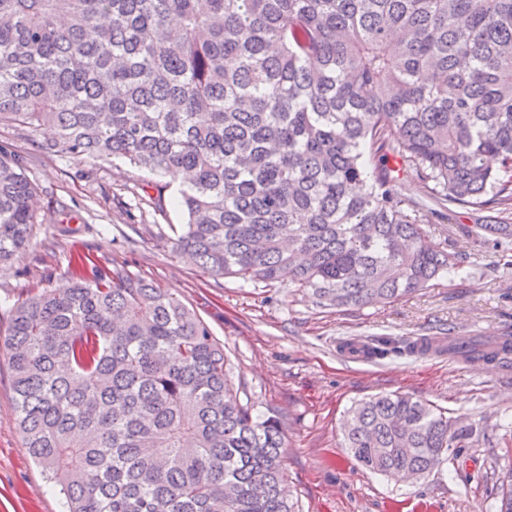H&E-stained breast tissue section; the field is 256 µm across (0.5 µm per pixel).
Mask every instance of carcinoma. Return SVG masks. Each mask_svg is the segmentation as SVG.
<instances>
[{"mask_svg": "<svg viewBox=\"0 0 512 512\" xmlns=\"http://www.w3.org/2000/svg\"><path fill=\"white\" fill-rule=\"evenodd\" d=\"M1 121L53 127L46 156L182 178L174 247L214 278L345 311L393 302L452 255L390 158L442 209L512 205V0H0ZM37 195L0 150V267L26 255ZM69 264L0 343L66 512H299L282 423L241 398L209 326L122 267ZM364 349L500 363L512 333ZM473 436L395 393L349 411L344 445L415 483ZM389 164L395 168V176H398V182L402 193L415 199L425 198L428 194V188L416 176L415 171L402 162L395 163L393 160Z\"/></svg>", "mask_w": 512, "mask_h": 512, "instance_id": "obj_1", "label": "carcinoma"}]
</instances>
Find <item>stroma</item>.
I'll return each mask as SVG.
<instances>
[{
    "label": "stroma",
    "instance_id": "35a3bbf8",
    "mask_svg": "<svg viewBox=\"0 0 512 512\" xmlns=\"http://www.w3.org/2000/svg\"><path fill=\"white\" fill-rule=\"evenodd\" d=\"M31 132L0 125V147L38 187L40 223L22 263L0 274V334L31 288L65 287L73 253L124 266L181 300L224 345L235 383L258 411L283 422L285 467L300 512H498L512 470V363H464L411 355L352 357L342 342L392 336L483 339L512 332V266L490 224H511L497 205L457 206L432 215L429 238L453 256L432 285L393 302L336 311L311 292L213 278L176 253L174 228L186 218L178 181L127 161L45 156ZM409 393L473 426L467 448L418 483L370 472L343 446L346 415L377 394ZM0 512H64L63 496L30 457L16 428L6 355L0 354Z\"/></svg>",
    "mask_w": 512,
    "mask_h": 512
}]
</instances>
